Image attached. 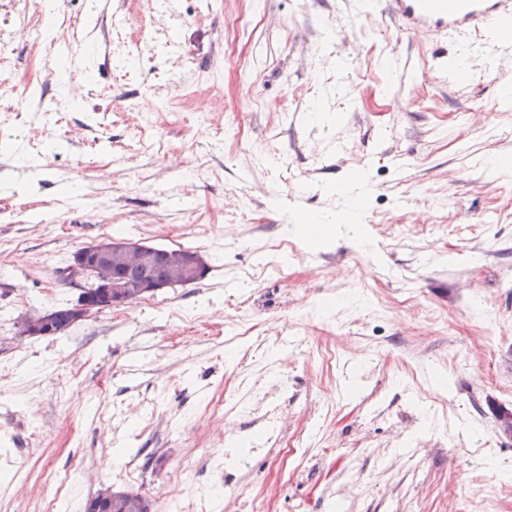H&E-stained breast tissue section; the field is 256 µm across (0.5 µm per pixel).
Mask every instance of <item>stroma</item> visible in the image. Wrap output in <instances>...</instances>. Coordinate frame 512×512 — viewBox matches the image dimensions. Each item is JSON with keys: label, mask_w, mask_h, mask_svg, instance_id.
Instances as JSON below:
<instances>
[{"label": "stroma", "mask_w": 512, "mask_h": 512, "mask_svg": "<svg viewBox=\"0 0 512 512\" xmlns=\"http://www.w3.org/2000/svg\"><path fill=\"white\" fill-rule=\"evenodd\" d=\"M360 2L263 0L243 73L244 0H0V512H512V48ZM118 233L208 273L18 336ZM259 1L250 0L248 8L225 29V43L227 49L234 47L244 39H248L260 22Z\"/></svg>", "instance_id": "obj_1"}]
</instances>
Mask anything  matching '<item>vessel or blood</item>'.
<instances>
[{"instance_id": "b4317fda", "label": "vessel or blood", "mask_w": 512, "mask_h": 512, "mask_svg": "<svg viewBox=\"0 0 512 512\" xmlns=\"http://www.w3.org/2000/svg\"><path fill=\"white\" fill-rule=\"evenodd\" d=\"M406 33L475 35L512 23V0H386Z\"/></svg>"}]
</instances>
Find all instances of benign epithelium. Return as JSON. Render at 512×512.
Listing matches in <instances>:
<instances>
[{
    "label": "benign epithelium",
    "mask_w": 512,
    "mask_h": 512,
    "mask_svg": "<svg viewBox=\"0 0 512 512\" xmlns=\"http://www.w3.org/2000/svg\"><path fill=\"white\" fill-rule=\"evenodd\" d=\"M73 263L60 270L71 281L90 279L82 296L66 309L52 308L25 314L17 321L18 335L29 338L56 335L64 326H73L105 309L127 307L165 288L187 286L203 280L208 265L190 250L162 249L146 241L109 238L77 248ZM149 266L162 270L155 278H139L136 273ZM114 493L101 490L89 503L88 512H111Z\"/></svg>",
    "instance_id": "7a95c632"
}]
</instances>
